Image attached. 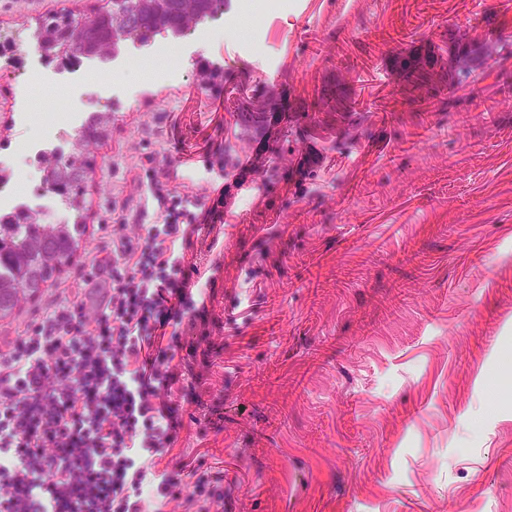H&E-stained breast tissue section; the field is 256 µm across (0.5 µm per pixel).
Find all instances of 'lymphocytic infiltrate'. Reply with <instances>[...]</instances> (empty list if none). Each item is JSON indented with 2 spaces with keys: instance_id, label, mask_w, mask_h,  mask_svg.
<instances>
[{
  "instance_id": "lymphocytic-infiltrate-1",
  "label": "lymphocytic infiltrate",
  "mask_w": 512,
  "mask_h": 512,
  "mask_svg": "<svg viewBox=\"0 0 512 512\" xmlns=\"http://www.w3.org/2000/svg\"><path fill=\"white\" fill-rule=\"evenodd\" d=\"M146 177L164 221L113 252L103 302L64 298L0 345V512H224L223 471L164 460L184 427L168 396L211 353L177 327L196 308L188 256L220 213Z\"/></svg>"
}]
</instances>
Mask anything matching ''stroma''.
Segmentation results:
<instances>
[{"label":"stroma","instance_id":"stroma-1","mask_svg":"<svg viewBox=\"0 0 512 512\" xmlns=\"http://www.w3.org/2000/svg\"><path fill=\"white\" fill-rule=\"evenodd\" d=\"M97 2L0 0V34ZM153 67L126 95L100 73L86 232L0 343L64 289L96 302L87 258L162 220L147 167L204 209L210 171L225 215L197 264L222 352L197 398L171 394L172 456L223 469L224 512H512V0H235L181 76ZM14 75L0 162L38 135ZM179 155L207 167L171 178Z\"/></svg>","mask_w":512,"mask_h":512}]
</instances>
